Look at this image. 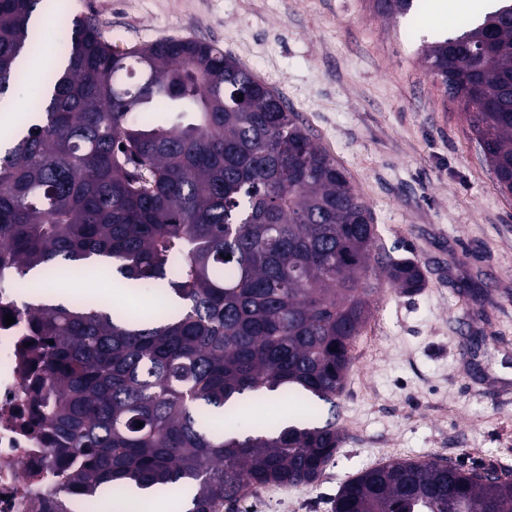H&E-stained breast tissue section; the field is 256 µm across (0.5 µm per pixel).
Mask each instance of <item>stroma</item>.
Masks as SVG:
<instances>
[{
	"mask_svg": "<svg viewBox=\"0 0 512 512\" xmlns=\"http://www.w3.org/2000/svg\"><path fill=\"white\" fill-rule=\"evenodd\" d=\"M66 2L119 51L174 37L236 58L343 169L379 244L425 274L415 294L379 279L319 480L263 489L245 512H333L344 481L393 460L512 471V200L423 56L463 15L423 26L433 0L390 19L373 0Z\"/></svg>",
	"mask_w": 512,
	"mask_h": 512,
	"instance_id": "obj_1",
	"label": "stroma"
}]
</instances>
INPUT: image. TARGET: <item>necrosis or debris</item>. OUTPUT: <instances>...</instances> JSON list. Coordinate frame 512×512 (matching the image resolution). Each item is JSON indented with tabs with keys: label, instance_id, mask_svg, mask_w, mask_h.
Returning a JSON list of instances; mask_svg holds the SVG:
<instances>
[{
	"label": "necrosis or debris",
	"instance_id": "1",
	"mask_svg": "<svg viewBox=\"0 0 512 512\" xmlns=\"http://www.w3.org/2000/svg\"><path fill=\"white\" fill-rule=\"evenodd\" d=\"M17 280L0 289V512H49L62 485L48 437L34 426L30 393L49 376L26 357L29 325L19 318ZM15 323L6 324V315Z\"/></svg>",
	"mask_w": 512,
	"mask_h": 512
}]
</instances>
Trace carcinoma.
<instances>
[{
	"instance_id": "1",
	"label": "carcinoma",
	"mask_w": 512,
	"mask_h": 512,
	"mask_svg": "<svg viewBox=\"0 0 512 512\" xmlns=\"http://www.w3.org/2000/svg\"><path fill=\"white\" fill-rule=\"evenodd\" d=\"M413 6L375 0L385 17ZM43 7L0 0V100L28 80ZM56 21L65 38L0 151V272L54 288L106 273L169 300L138 316L94 292L18 305L52 381L41 428L69 465L61 498L188 490L183 512H236L262 488L316 482L377 272L414 292L420 267L378 245L336 160L234 57L173 38L119 52L93 17ZM424 55L511 197L512 0ZM276 395L330 417L285 428L267 408L225 427ZM445 462L367 469L333 512H512L511 477Z\"/></svg>"
}]
</instances>
